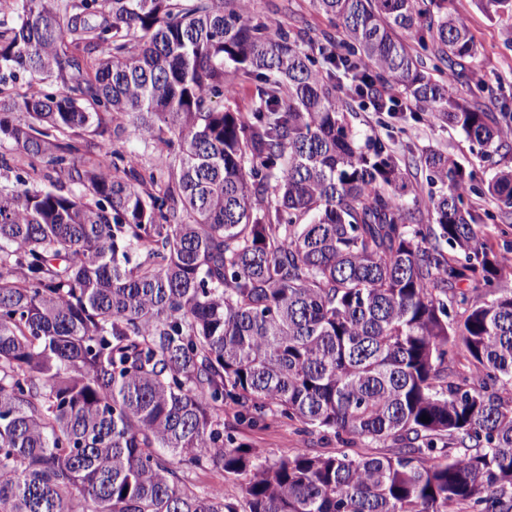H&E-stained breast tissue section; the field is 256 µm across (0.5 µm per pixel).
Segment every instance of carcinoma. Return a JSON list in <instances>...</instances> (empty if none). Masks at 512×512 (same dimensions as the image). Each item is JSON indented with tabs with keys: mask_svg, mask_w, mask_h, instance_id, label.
I'll list each match as a JSON object with an SVG mask.
<instances>
[{
	"mask_svg": "<svg viewBox=\"0 0 512 512\" xmlns=\"http://www.w3.org/2000/svg\"><path fill=\"white\" fill-rule=\"evenodd\" d=\"M312 2L336 32L240 0H0V166L23 170L0 183V512H512V273L479 237L498 219L512 252V111L446 0ZM474 3L512 47V0ZM339 70L482 167L362 137ZM269 420L306 447L241 439Z\"/></svg>",
	"mask_w": 512,
	"mask_h": 512,
	"instance_id": "obj_1",
	"label": "carcinoma"
}]
</instances>
